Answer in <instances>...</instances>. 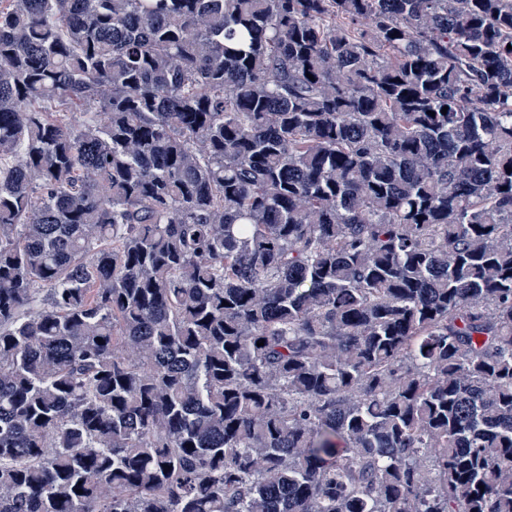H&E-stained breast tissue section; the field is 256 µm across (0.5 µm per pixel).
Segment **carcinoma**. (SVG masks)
I'll list each match as a JSON object with an SVG mask.
<instances>
[{
    "mask_svg": "<svg viewBox=\"0 0 512 512\" xmlns=\"http://www.w3.org/2000/svg\"><path fill=\"white\" fill-rule=\"evenodd\" d=\"M0 512H512V0H0Z\"/></svg>",
    "mask_w": 512,
    "mask_h": 512,
    "instance_id": "obj_1",
    "label": "carcinoma"
}]
</instances>
